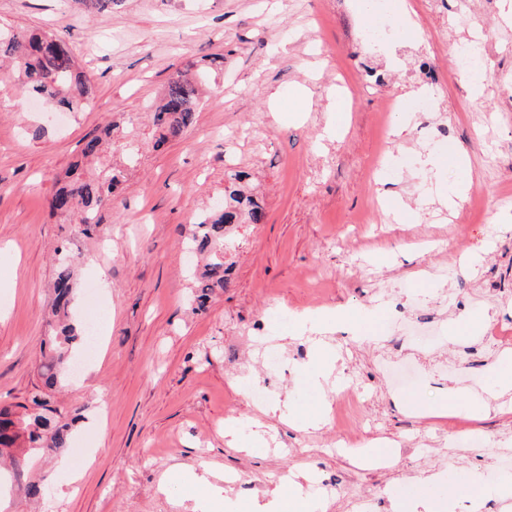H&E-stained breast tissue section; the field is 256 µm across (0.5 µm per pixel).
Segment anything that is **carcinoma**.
<instances>
[{
    "instance_id": "obj_1",
    "label": "carcinoma",
    "mask_w": 512,
    "mask_h": 512,
    "mask_svg": "<svg viewBox=\"0 0 512 512\" xmlns=\"http://www.w3.org/2000/svg\"><path fill=\"white\" fill-rule=\"evenodd\" d=\"M0 55L10 58L18 80L33 98L48 99L68 112L82 109L93 98L90 78L78 67L70 44L56 34L41 30L0 31ZM198 105L196 82L181 74L170 78L154 110L159 136L153 148L159 149L169 139L181 137L194 124ZM114 130L115 125L111 123L101 134L86 140L82 157L98 156L105 146L112 144ZM138 152L139 147L126 146L92 179L78 173L80 163H75L55 191L52 212L70 218L81 234H92L100 224L101 211L112 205L126 169L136 161ZM226 177L223 201L199 215L187 241V252L193 258L195 300L200 310L205 308L215 289L230 286V265L224 262L228 232L241 224L265 221L263 205L242 190L249 173L231 168ZM77 263L78 258L67 248L58 250L51 303L53 334L45 341L38 364L42 388L32 396L24 414L15 418L10 411L0 409V456L8 457L17 470L34 456L68 447L76 422V417L65 416L53 404L52 394L61 368L80 339L69 322Z\"/></svg>"
}]
</instances>
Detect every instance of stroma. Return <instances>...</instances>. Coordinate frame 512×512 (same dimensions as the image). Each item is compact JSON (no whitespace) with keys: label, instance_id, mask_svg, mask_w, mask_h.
Here are the masks:
<instances>
[{"label":"stroma","instance_id":"stroma-1","mask_svg":"<svg viewBox=\"0 0 512 512\" xmlns=\"http://www.w3.org/2000/svg\"><path fill=\"white\" fill-rule=\"evenodd\" d=\"M408 2L419 30L375 43L367 33L384 19L363 17L360 0H113L89 10L0 0V25L53 30L95 85L89 107L57 124L47 117L54 104H25L0 68V407L23 413L40 385L62 244L81 260L71 316L106 335L105 349L73 352L77 372H61L55 401L82 415L68 448L37 456L20 477L0 474V512H192L196 491L177 476L205 467L243 508L304 475L317 512H352L365 495L373 512L411 497L432 512H469L459 487L498 480L512 415L425 410L463 389L466 375L491 400L498 360L481 357L470 336L512 332V23L501 0ZM470 37L484 40L491 74L479 110L448 53ZM216 56L223 63L208 72L194 125L154 149L149 105L185 62ZM424 59L436 85L418 77ZM419 89L431 110L419 111ZM109 123L141 155L86 237L51 215L50 201L74 163L90 173L110 162L81 155ZM224 130L243 136L228 141ZM441 134L473 178L452 210L420 166ZM232 166L251 173L266 220L235 229L232 285L200 312L184 237L222 196ZM391 195L412 210L407 223L387 216ZM314 307L348 313L324 334L337 352L323 391L294 372L314 349L295 335L294 317ZM397 308L411 321L439 317L440 340L380 335ZM474 314L484 317L475 328ZM270 344L285 354L276 369L263 362ZM386 354L418 362L412 387L387 379ZM349 381L355 397L337 404ZM275 401L293 417L265 415ZM323 409L324 425L302 429ZM228 421L245 441L263 428L266 445L229 447ZM472 434L488 447L465 449ZM428 469L440 480L417 485ZM32 478L44 487L35 503L20 490Z\"/></svg>","mask_w":512,"mask_h":512}]
</instances>
